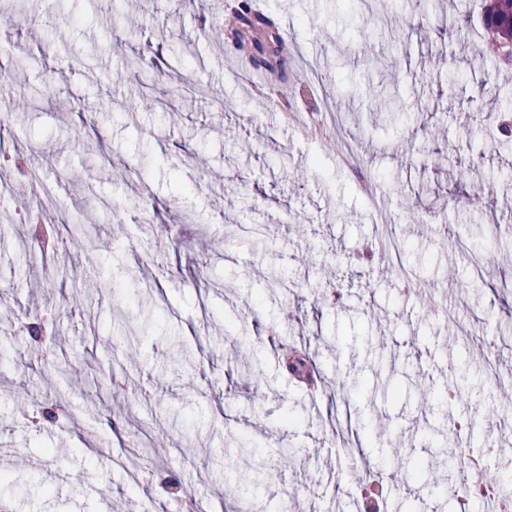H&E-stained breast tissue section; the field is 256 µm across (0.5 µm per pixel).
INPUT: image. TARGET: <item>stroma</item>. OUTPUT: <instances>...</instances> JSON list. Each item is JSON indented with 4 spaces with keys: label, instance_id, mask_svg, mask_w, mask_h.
I'll use <instances>...</instances> for the list:
<instances>
[{
    "label": "stroma",
    "instance_id": "stroma-1",
    "mask_svg": "<svg viewBox=\"0 0 512 512\" xmlns=\"http://www.w3.org/2000/svg\"><path fill=\"white\" fill-rule=\"evenodd\" d=\"M432 2L417 29L420 0H394L385 21L373 0H265L295 45L277 57L287 107L324 141L284 124L273 89L244 86L250 35L224 31L240 0H64L57 17L0 0L19 68L0 82V142L31 169L0 157V512H185L165 499L171 478L200 512H242V445L297 452L259 489L263 512H355L364 476L384 512H458L448 421L470 409L431 408V390L466 373L487 393L471 444L512 432V390L490 381L512 368V182L498 179L512 143L493 122L512 69L476 54L485 0ZM382 87L427 107L377 109ZM22 212L58 228L54 256ZM75 216L95 225L96 256L74 245ZM27 313L53 318L52 334L14 338ZM472 336L492 359L470 354ZM305 341L313 395L279 357ZM384 375L394 395L341 389ZM51 404L56 421L32 425ZM158 440L166 454L146 458ZM396 443L434 482L424 497L385 463Z\"/></svg>",
    "mask_w": 512,
    "mask_h": 512
}]
</instances>
